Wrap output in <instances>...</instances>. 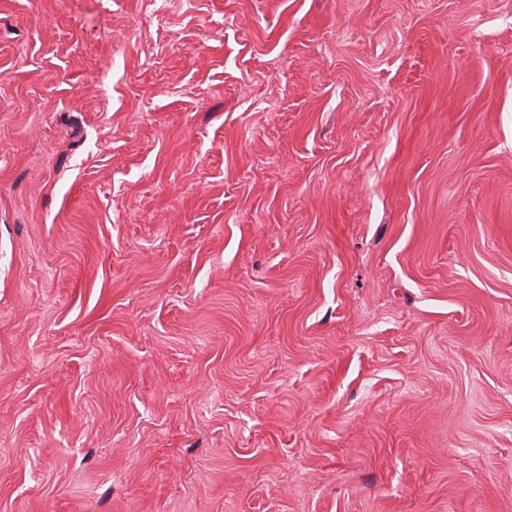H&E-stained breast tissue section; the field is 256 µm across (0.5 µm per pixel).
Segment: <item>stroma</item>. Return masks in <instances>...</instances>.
Returning <instances> with one entry per match:
<instances>
[{
	"label": "stroma",
	"mask_w": 512,
	"mask_h": 512,
	"mask_svg": "<svg viewBox=\"0 0 512 512\" xmlns=\"http://www.w3.org/2000/svg\"><path fill=\"white\" fill-rule=\"evenodd\" d=\"M0 512H512V0H0Z\"/></svg>",
	"instance_id": "stroma-1"
}]
</instances>
